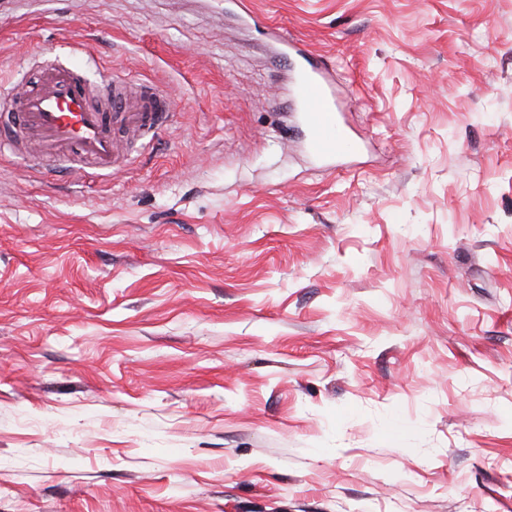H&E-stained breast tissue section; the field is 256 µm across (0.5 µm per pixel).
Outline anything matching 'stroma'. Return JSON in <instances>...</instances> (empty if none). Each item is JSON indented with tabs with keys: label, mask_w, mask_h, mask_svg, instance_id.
Instances as JSON below:
<instances>
[{
	"label": "stroma",
	"mask_w": 512,
	"mask_h": 512,
	"mask_svg": "<svg viewBox=\"0 0 512 512\" xmlns=\"http://www.w3.org/2000/svg\"><path fill=\"white\" fill-rule=\"evenodd\" d=\"M76 55L177 118L0 156V512H512V0H0V112ZM270 30L280 53L294 64V99L303 106L308 149L322 159L355 153L357 142L339 124L338 109L320 65L301 41L286 38L277 27Z\"/></svg>",
	"instance_id": "1"
}]
</instances>
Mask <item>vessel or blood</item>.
<instances>
[{"label": "vessel or blood", "mask_w": 512, "mask_h": 512, "mask_svg": "<svg viewBox=\"0 0 512 512\" xmlns=\"http://www.w3.org/2000/svg\"><path fill=\"white\" fill-rule=\"evenodd\" d=\"M271 37L294 64V99L303 107L308 149L323 159L355 153L357 143L341 128L328 83L310 51L279 28H272ZM175 109V100L160 88L124 82L118 73L102 75L93 86L79 67H54L19 96L17 111L0 114V151L11 146L9 128L16 124L38 141L43 157L57 160L69 150L112 173L118 169V131L145 135L170 127Z\"/></svg>", "instance_id": "1"}]
</instances>
